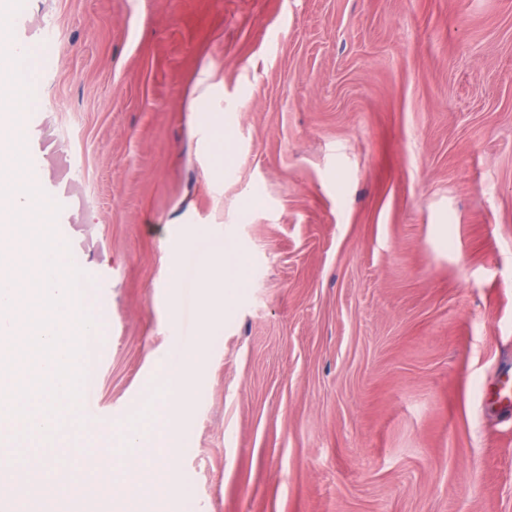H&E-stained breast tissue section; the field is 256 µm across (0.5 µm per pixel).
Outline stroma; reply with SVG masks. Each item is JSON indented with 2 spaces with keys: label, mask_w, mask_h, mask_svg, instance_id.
<instances>
[{
  "label": "stroma",
  "mask_w": 512,
  "mask_h": 512,
  "mask_svg": "<svg viewBox=\"0 0 512 512\" xmlns=\"http://www.w3.org/2000/svg\"><path fill=\"white\" fill-rule=\"evenodd\" d=\"M11 31L54 58L28 149L113 429L161 431L203 329L171 268L224 250L166 512H512V0H23ZM209 355L208 336H200L193 344L183 349L180 360L177 363H169L165 366L167 379L175 385L171 393H176L182 399H186V388L189 382V369L193 365L205 363Z\"/></svg>",
  "instance_id": "obj_1"
}]
</instances>
